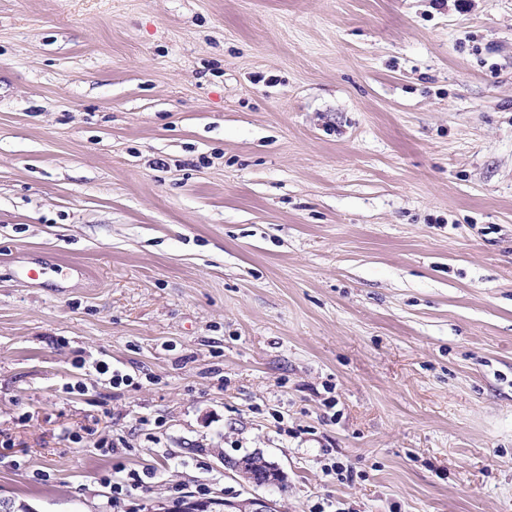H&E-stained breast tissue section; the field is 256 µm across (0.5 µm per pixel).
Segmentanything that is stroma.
<instances>
[{"instance_id":"35a3bbf8","label":"stroma","mask_w":512,"mask_h":512,"mask_svg":"<svg viewBox=\"0 0 512 512\" xmlns=\"http://www.w3.org/2000/svg\"><path fill=\"white\" fill-rule=\"evenodd\" d=\"M255 453L281 512H512V0H0V494Z\"/></svg>"}]
</instances>
